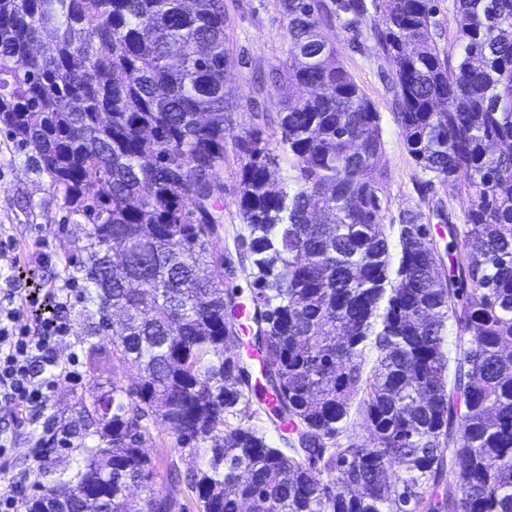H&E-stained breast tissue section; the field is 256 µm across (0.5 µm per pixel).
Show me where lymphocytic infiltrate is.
<instances>
[{"label": "lymphocytic infiltrate", "mask_w": 512, "mask_h": 512, "mask_svg": "<svg viewBox=\"0 0 512 512\" xmlns=\"http://www.w3.org/2000/svg\"><path fill=\"white\" fill-rule=\"evenodd\" d=\"M6 252L1 241L0 256ZM7 259L6 270H0V401L23 418L45 403L59 379L76 373L56 355L68 335L67 302L44 309L40 297L17 288L12 270L18 258Z\"/></svg>", "instance_id": "1"}]
</instances>
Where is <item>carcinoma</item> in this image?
<instances>
[{"instance_id":"1","label":"carcinoma","mask_w":512,"mask_h":512,"mask_svg":"<svg viewBox=\"0 0 512 512\" xmlns=\"http://www.w3.org/2000/svg\"><path fill=\"white\" fill-rule=\"evenodd\" d=\"M194 2L187 15L179 0H0V125L89 223V262L71 275L101 315L89 367L108 347L140 373L78 402L98 441L30 512H172L151 488L149 417L181 445L211 443L189 472L199 512H512V0H454L457 54L434 39L437 0L372 2L407 151L470 201L463 228L448 224L446 276L427 273L435 247L411 248L430 238L418 212L399 217L391 269L380 116L318 35L332 17L354 27L365 0H279L290 48L272 77L288 87L293 182L271 179L278 154L259 132L236 140L264 385L233 352L241 303L223 282L224 0ZM371 336L381 358L365 377ZM361 388L369 441L344 447ZM253 397L298 447L229 424ZM456 466L458 493L439 494Z\"/></svg>"}]
</instances>
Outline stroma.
<instances>
[{
	"instance_id": "1",
	"label": "stroma",
	"mask_w": 512,
	"mask_h": 512,
	"mask_svg": "<svg viewBox=\"0 0 512 512\" xmlns=\"http://www.w3.org/2000/svg\"><path fill=\"white\" fill-rule=\"evenodd\" d=\"M227 18L224 47L229 55L225 83L233 93L232 107L227 114L230 137L224 144V165L213 177L224 185V244L227 249L224 287L249 298L253 285L240 268V255L235 246L236 235L246 226L238 215L239 163L235 157L234 139L252 131H260L263 144L275 149L281 132L277 112L285 96L283 83L271 79L270 73L282 69L290 46L288 21L283 17L279 0H224ZM375 12L361 17L355 29L345 27L336 19L320 28V34L335 45L345 69L373 102L380 114V138L383 170L378 185L382 200V224L391 255H398V217L408 211L422 212L432 237L446 243L448 231L437 217L432 204L443 202L455 224H462L469 205L454 182L434 178L424 171L406 149L402 130L395 118L393 92L371 51V34L377 22ZM24 151L0 133V238L11 240L21 258L23 272L32 285L53 292L62 285L70 258L87 260V222L78 221L53 198L47 177L28 170ZM79 296L69 306L70 337L59 347V359L84 355L87 333L96 326L99 315L96 305L87 303L85 281L76 284ZM81 381L60 382L48 397L36 418L16 426L12 409L0 405V430L15 435L11 449L16 471L26 473L28 488L19 497L15 512H26L29 495L39 484H53L67 479L82 461L80 450L50 442L44 459H36L33 439L46 436L48 428H59L77 418L76 403L107 393L113 384L130 385L137 377L130 364L113 362L107 370L92 372L80 365ZM148 434L144 448L154 469L151 486L170 495L174 512H198L196 495L187 481L189 469L205 467L209 458L205 445H179L173 432L147 419Z\"/></svg>"
}]
</instances>
